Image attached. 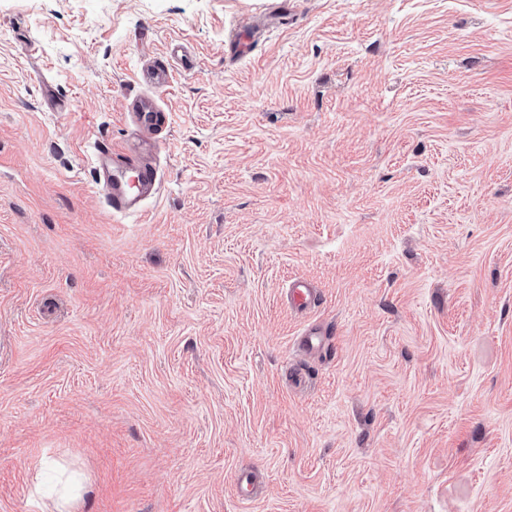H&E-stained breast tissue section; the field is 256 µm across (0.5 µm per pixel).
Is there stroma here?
I'll use <instances>...</instances> for the list:
<instances>
[{
  "mask_svg": "<svg viewBox=\"0 0 512 512\" xmlns=\"http://www.w3.org/2000/svg\"><path fill=\"white\" fill-rule=\"evenodd\" d=\"M47 458L74 512H512V0H0V512ZM130 109L136 113L139 121L149 135L144 141L145 147L139 153H119L106 149L101 152L98 164L99 184L101 191L113 213H130L138 208L141 198H134L121 187V176L124 171L132 174L133 180L143 186L144 195L151 192L157 183V172L149 160V152L155 148L153 136L158 135L169 125V113L157 112L156 108L143 98H133ZM112 162V170L104 167V160ZM290 305L297 310H305L315 303V295L310 284L303 279H295L288 289ZM82 481L73 480L69 483L64 490L59 494L57 499L53 502L52 508L47 511L50 512H69L72 511L74 504L81 498Z\"/></svg>",
  "mask_w": 512,
  "mask_h": 512,
  "instance_id": "stroma-1",
  "label": "stroma"
}]
</instances>
